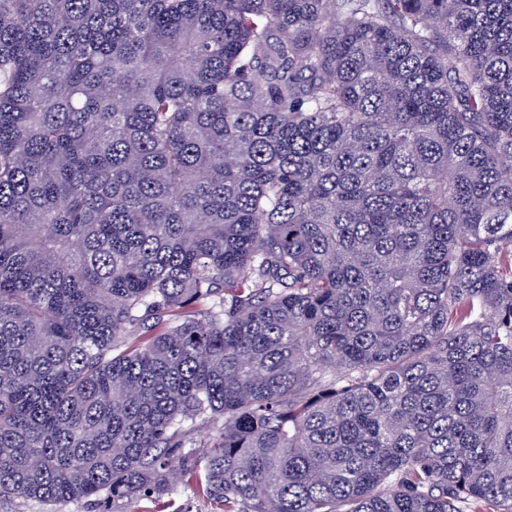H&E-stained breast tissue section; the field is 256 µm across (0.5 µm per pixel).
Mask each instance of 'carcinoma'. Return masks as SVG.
<instances>
[{"instance_id":"obj_1","label":"carcinoma","mask_w":512,"mask_h":512,"mask_svg":"<svg viewBox=\"0 0 512 512\" xmlns=\"http://www.w3.org/2000/svg\"><path fill=\"white\" fill-rule=\"evenodd\" d=\"M176 470L512 512V0H0V501Z\"/></svg>"}]
</instances>
